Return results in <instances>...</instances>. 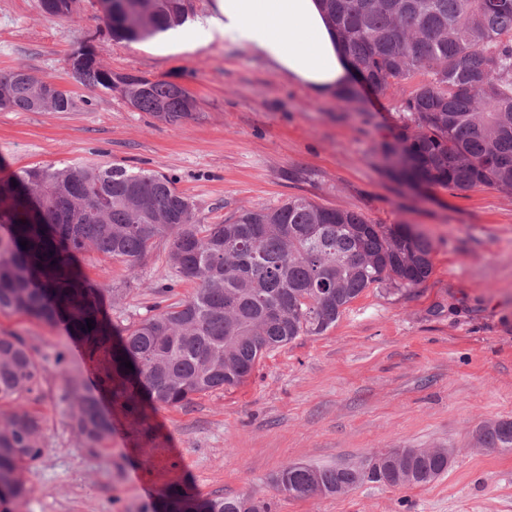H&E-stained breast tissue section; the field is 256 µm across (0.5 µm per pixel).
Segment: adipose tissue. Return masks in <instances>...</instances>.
Returning <instances> with one entry per match:
<instances>
[{"mask_svg":"<svg viewBox=\"0 0 512 512\" xmlns=\"http://www.w3.org/2000/svg\"><path fill=\"white\" fill-rule=\"evenodd\" d=\"M220 40L248 49L288 82L326 99L351 78L344 46L322 0H214L194 24L161 43L197 50Z\"/></svg>","mask_w":512,"mask_h":512,"instance_id":"adipose-tissue-1","label":"adipose tissue"}]
</instances>
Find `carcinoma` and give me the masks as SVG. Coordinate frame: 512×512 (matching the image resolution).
Segmentation results:
<instances>
[{"label":"carcinoma","instance_id":"carcinoma-1","mask_svg":"<svg viewBox=\"0 0 512 512\" xmlns=\"http://www.w3.org/2000/svg\"><path fill=\"white\" fill-rule=\"evenodd\" d=\"M344 43L353 80L336 99L361 102L359 86L386 92L413 83L398 119L376 145L400 186L451 193L490 187L512 194V0H325ZM73 0H40L50 19L72 14ZM112 41L137 42L183 25L186 0H107ZM89 36L69 58L88 90L120 95L132 108L176 124L197 101L170 80L144 82L104 66ZM12 112H73L77 98H42V79L17 67L0 73ZM0 313L44 325L67 322L87 347L101 390L63 367L60 399L81 447L99 453L114 419L101 392L140 434L147 406L181 407L194 397L243 384L264 355L336 324L365 289L411 287L433 271L432 241L410 224H374L362 213L290 197L243 209L220 224L194 223V203L162 173L116 164L25 168L0 185ZM192 292L125 327L100 315L99 292L71 264L96 253L133 271L159 238ZM27 245L22 246L20 242ZM93 329H88L87 320ZM131 362L133 369L125 367ZM43 365L26 337L0 332V512H19L31 494L26 472L44 454V416L34 407ZM486 448L512 450V421L485 424ZM353 465L288 464L277 493L343 494L371 482L426 485L448 472V453L412 448ZM152 512H272L251 495L202 503L179 488Z\"/></svg>","mask_w":512,"mask_h":512}]
</instances>
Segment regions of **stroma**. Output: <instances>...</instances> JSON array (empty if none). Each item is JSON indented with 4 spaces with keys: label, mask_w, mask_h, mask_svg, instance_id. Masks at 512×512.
<instances>
[{
    "label": "stroma",
    "mask_w": 512,
    "mask_h": 512,
    "mask_svg": "<svg viewBox=\"0 0 512 512\" xmlns=\"http://www.w3.org/2000/svg\"><path fill=\"white\" fill-rule=\"evenodd\" d=\"M91 0L49 21L39 0H0V71L24 66L78 99L73 112L0 110V184L34 165L116 163L171 177L195 204L197 223L292 196L355 210L376 224H413L434 245L421 285L366 289L336 325L266 354L244 384L149 412L135 437L123 415L91 456L67 426L62 369L95 374L65 324L0 314L46 354L45 451L26 478L20 512H146L170 486L195 501L254 493L275 512H512V450L483 447L479 429L512 420V195L480 187L393 190L374 145L409 92L396 84L361 105L322 100L292 86L241 47L215 42L157 53L115 43ZM96 35L101 63L187 85L194 118L162 122L118 95L78 83L66 59ZM112 323L138 321L176 283L166 239L135 271L95 255L78 258ZM63 353L64 366L54 362ZM386 448H451L444 475L424 486L361 484L339 496L286 499L271 478L290 463L353 464Z\"/></svg>",
    "instance_id": "stroma-1"
}]
</instances>
